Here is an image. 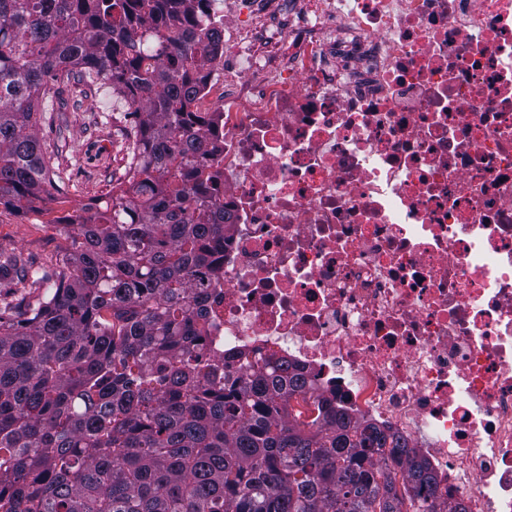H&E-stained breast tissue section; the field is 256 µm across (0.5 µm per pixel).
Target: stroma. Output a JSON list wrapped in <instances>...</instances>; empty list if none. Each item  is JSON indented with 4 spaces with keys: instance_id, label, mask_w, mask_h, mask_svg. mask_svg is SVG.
Listing matches in <instances>:
<instances>
[{
    "instance_id": "obj_1",
    "label": "stroma",
    "mask_w": 512,
    "mask_h": 512,
    "mask_svg": "<svg viewBox=\"0 0 512 512\" xmlns=\"http://www.w3.org/2000/svg\"><path fill=\"white\" fill-rule=\"evenodd\" d=\"M128 99L102 88L84 99L80 109L70 113L66 130L51 123L47 113L38 116V130L46 141L65 135L69 149L55 167L67 195L66 204L56 203L31 211H18L0 204V253H24L36 264L49 265L69 244L64 219L72 209L95 206L112 193L115 179L125 172L126 154L120 129L131 123Z\"/></svg>"
}]
</instances>
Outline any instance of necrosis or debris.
Returning <instances> with one entry per match:
<instances>
[{
  "label": "necrosis or debris",
  "instance_id": "1",
  "mask_svg": "<svg viewBox=\"0 0 512 512\" xmlns=\"http://www.w3.org/2000/svg\"><path fill=\"white\" fill-rule=\"evenodd\" d=\"M215 131L213 355L302 369L461 512H512V0H247Z\"/></svg>",
  "mask_w": 512,
  "mask_h": 512
}]
</instances>
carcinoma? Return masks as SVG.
<instances>
[{
	"instance_id": "1",
	"label": "carcinoma",
	"mask_w": 512,
	"mask_h": 512,
	"mask_svg": "<svg viewBox=\"0 0 512 512\" xmlns=\"http://www.w3.org/2000/svg\"><path fill=\"white\" fill-rule=\"evenodd\" d=\"M199 0H0V201L56 200L38 112L108 85L125 179L69 217L44 294L0 300V512H441L406 442L320 403L286 360L208 356L224 205L192 109L224 30Z\"/></svg>"
}]
</instances>
